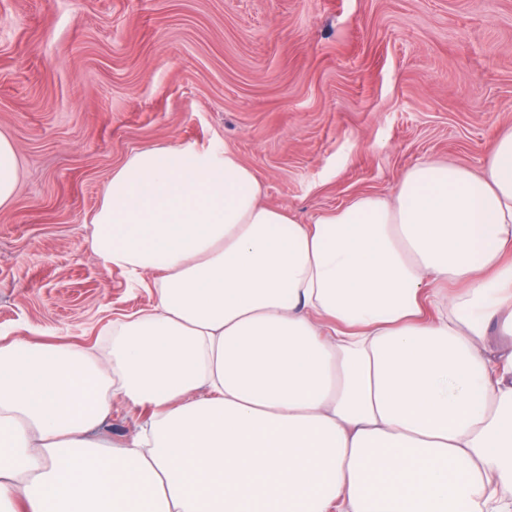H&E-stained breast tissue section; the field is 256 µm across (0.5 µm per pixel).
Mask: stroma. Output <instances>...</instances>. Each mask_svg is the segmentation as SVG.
<instances>
[{"label": "stroma", "instance_id": "35a3bbf8", "mask_svg": "<svg viewBox=\"0 0 512 512\" xmlns=\"http://www.w3.org/2000/svg\"><path fill=\"white\" fill-rule=\"evenodd\" d=\"M512 127V0H0V336L112 350L154 287L104 271L91 220L158 145L234 152L303 222L388 195L423 159L480 170ZM151 410L114 396L124 447ZM18 177V152L15 144L0 134V208L12 200Z\"/></svg>", "mask_w": 512, "mask_h": 512}]
</instances>
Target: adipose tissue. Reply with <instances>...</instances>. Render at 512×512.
<instances>
[{
    "instance_id": "adipose-tissue-1",
    "label": "adipose tissue",
    "mask_w": 512,
    "mask_h": 512,
    "mask_svg": "<svg viewBox=\"0 0 512 512\" xmlns=\"http://www.w3.org/2000/svg\"><path fill=\"white\" fill-rule=\"evenodd\" d=\"M264 192L228 150L113 171L90 245L156 305L105 361L0 342V512H512V128L308 224ZM116 394L153 414L113 452Z\"/></svg>"
}]
</instances>
